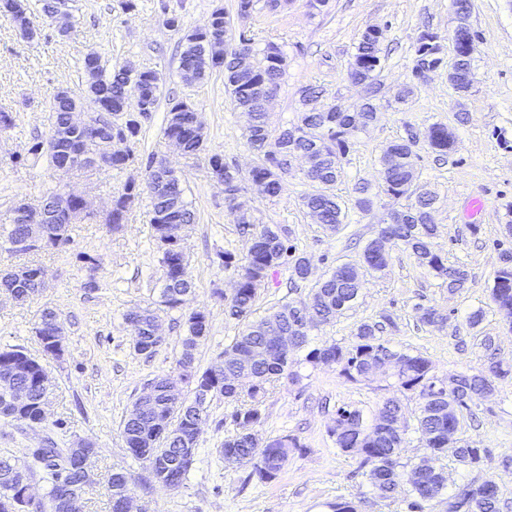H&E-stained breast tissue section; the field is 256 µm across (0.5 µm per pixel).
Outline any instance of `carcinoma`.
Returning a JSON list of instances; mask_svg holds the SVG:
<instances>
[{
	"mask_svg": "<svg viewBox=\"0 0 512 512\" xmlns=\"http://www.w3.org/2000/svg\"><path fill=\"white\" fill-rule=\"evenodd\" d=\"M159 9L163 24L173 31H181V17L170 10L166 0H160ZM29 0H0V16L10 19L21 37L31 39L35 32L31 27ZM210 27L204 31L193 29L181 37L184 49L180 56L179 68L182 77L202 81L214 72L224 73V84L231 101L237 108L257 112V121L247 129L246 137L256 157L255 164L243 174L224 163V155L214 152L209 156L210 168L219 174H231L235 183L231 191L242 193L245 183L261 182L269 187L268 196H279L291 174L289 161L296 155L313 158V164L304 178L314 187L313 192L303 198L308 213L315 217V223L326 233H335L345 223L349 205L368 212L374 204L367 182L355 186L354 202H349L334 193V186L341 177V159L349 151L352 138L365 131L377 119V101L385 97L384 85L379 76L382 70L381 44L383 37L362 32L355 46L350 62L348 77L352 84L365 89V102L349 110L344 102L338 101L322 112H315L308 106L309 99L319 97L318 89L305 87L300 90L304 110L296 123L280 131L275 139L277 150L267 149L270 139L268 115L258 111L267 92L278 89L285 72V59L273 42L259 45L255 38L246 36L244 42L258 60L257 69L251 72L236 70L232 62L235 48L224 50L220 60L210 54L209 42L224 41L229 32L230 19L224 6H216L209 16ZM453 52L449 70V82L456 92L466 94L474 83L473 58L468 56L462 43H452ZM84 73L95 72L98 86L90 95L96 106L111 112L110 119L100 129V134L110 139L114 136L124 143L120 153L110 159L109 166L123 170L139 158L134 145L143 129L151 122L153 112L159 106L163 94V76L156 69H144L136 75H128L115 64L106 68L102 57L86 55L82 61ZM170 111L179 113L181 123L173 128L166 126L165 137L176 135L182 139L184 154L195 156L206 149V145L194 135V106L182 99H169ZM71 101L53 104L55 112L54 138L34 142L28 149L30 155L44 154L53 168H58L60 158L68 151H83L82 135L71 130L67 124V113ZM419 140L410 129L406 136L391 142L388 152L380 158L382 183L380 192L398 203L389 209L387 218L393 223L382 225L380 234L389 235L393 244L408 250L416 263L428 269L442 280L448 294L454 295L466 288L468 272L461 265H450L435 250L433 239L438 227L432 220V212L438 201L437 194L418 180L416 161ZM427 143L434 152L444 156L454 144L453 133L443 123L432 124L427 132ZM155 156L148 155L145 162L146 179L142 184L126 183L112 201L111 218L106 226L111 231L121 229L131 204L141 196L149 199V223L152 237L161 254L163 272L161 303L170 310H179L178 296L193 288L185 251L171 252L162 246L163 230L170 224L196 223L197 215L186 200L181 176L171 170L159 169L153 165ZM406 203H400V200ZM84 218L75 205L70 206V216L49 217L45 224L46 247L59 249L71 241L70 225ZM239 236L248 239L250 246L245 255L231 251L217 253L218 267L224 270L235 283L230 297L224 299V315L241 326L224 349V372L221 373L223 386L216 395L233 405L230 414L237 432L224 439L220 453L226 462L250 468L248 478L261 482L276 480L288 461L289 449L297 447L292 439L283 436L260 440L254 428L265 420V399L275 382L288 373L291 357L306 351L304 360L319 365L332 358L339 375L350 382L370 378L369 370L375 368L378 374L388 372L385 364L389 361L401 363V369L393 372L398 390L410 395L416 401L413 411L415 430L420 434L426 455L410 469L401 465L400 453L405 442L408 427L407 416L399 401L387 400L379 409L371 424H366L363 411L349 405L336 409V419H344L341 430L330 429L335 437L336 448L360 458V466L367 468L370 484L385 497L399 493L409 496V512H424L425 504L442 498L448 487V473L434 469L428 473L423 467L442 456L454 460L463 467L475 468L481 465L485 449L467 442L448 448L439 437L448 431V423H461L463 412L471 409L485 391L495 388L498 380L512 378V366L497 360V348L490 337L483 340L487 352V370L479 373H461L454 379L452 392L435 388L432 362L420 353L391 349L383 333L396 327V321L389 312L379 315L374 321H363L357 325L353 340L347 345L339 343L309 347V336L314 329L335 321L357 303L361 290L359 272L355 265L347 262L336 267L327 277L315 279L309 275V258L297 252L290 243L292 231L279 224H258L254 216L233 219ZM28 232V223L15 221L0 224V238L17 241ZM378 239L371 240L362 254L363 271L373 274L384 270L389 256H381L377 248ZM80 261L88 275L84 288L93 292L99 289L94 271L96 258L84 254ZM284 266L290 272L289 279L294 287L308 284L306 296L290 299L279 304L263 316H255L258 300V286L269 272ZM0 290L17 298L34 296L39 285L34 277L24 280L13 278L11 271L0 273ZM490 296L493 302L512 306V261L506 262L495 271ZM137 318L140 323L139 339L134 350L139 354L152 356L162 342L153 339L154 313L149 309L132 310L126 319ZM60 318L52 307L41 310L35 327L42 354L55 353L57 337L45 332V326ZM419 321L443 330L448 323V314L439 308L420 309ZM187 336L183 340V351L177 360L178 367L192 365L194 350L208 331V317L202 311L184 315ZM297 337L292 349L277 351L268 339L270 330ZM211 368L193 371L184 378V402L178 407L168 403L163 382L152 379L156 385L153 405L138 412H130L124 419L122 436L128 453L136 460L146 463L149 480L171 490L184 485L188 474L196 464V456L183 457L179 453L178 434H195L197 416L208 417V410L198 408L199 387L211 381ZM245 373L251 377L245 389L231 385L233 379ZM0 407L8 403L7 387L19 386L31 393V403L16 417L22 423L42 422L46 412L41 407L39 396L45 391L44 382L48 375L43 364L18 348L0 349ZM158 416L170 419L173 434L161 436L152 421ZM31 463L42 467L47 484L46 499L48 510L43 504H35L34 512H53V503L63 496L56 477L60 469L69 472L72 484L81 483L82 472L66 450L57 447L53 440L29 455ZM30 476V468L10 456H0V512H21L17 503L21 497V479ZM490 480L480 483L467 482L448 497V512H500L498 488L487 489Z\"/></svg>",
	"mask_w": 512,
	"mask_h": 512,
	"instance_id": "carcinoma-1",
	"label": "carcinoma"
}]
</instances>
